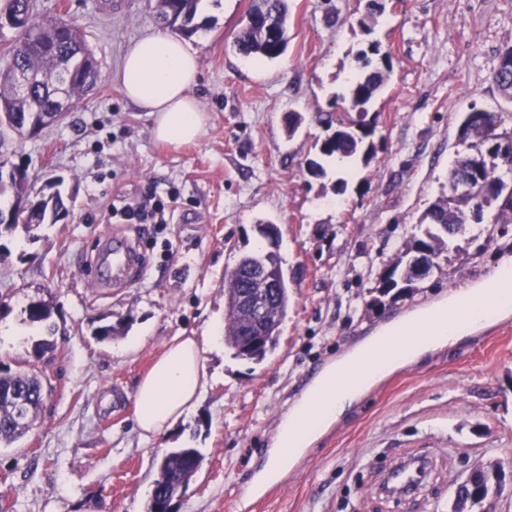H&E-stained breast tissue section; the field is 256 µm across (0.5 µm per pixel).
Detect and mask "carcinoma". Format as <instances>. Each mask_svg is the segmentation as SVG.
I'll list each match as a JSON object with an SVG mask.
<instances>
[{
	"instance_id": "cac0c4a2",
	"label": "carcinoma",
	"mask_w": 512,
	"mask_h": 512,
	"mask_svg": "<svg viewBox=\"0 0 512 512\" xmlns=\"http://www.w3.org/2000/svg\"><path fill=\"white\" fill-rule=\"evenodd\" d=\"M199 2L201 0H156L157 18L188 37L201 29L195 24ZM19 13L26 14L30 28L41 30V38L29 52L15 55L0 65V102L9 111H22L26 107L32 112L57 111L55 97L59 90L58 81L64 75L70 77L68 95L72 101L97 84L100 79L98 62L76 21L64 19L60 26L46 30L34 12L32 0H0V20L7 16L15 18ZM271 30L276 31L282 42H287V0H255L242 28L234 37L236 52L245 58H278L281 52L274 48L268 36ZM382 59L384 69L369 71L367 54L356 58L359 75L350 85L349 97L336 99V108L341 113L336 115L335 122H327V128L332 133L322 142L321 155L353 157L361 151L365 139L374 133V125L366 120L367 105L389 79L392 70L389 56L384 55ZM18 70L34 74L27 95L21 102L16 101L12 93L13 77ZM493 81L504 94L512 93V44L499 51ZM492 121L495 127L489 135L478 130L463 131L464 136L471 137V153L457 159L449 176V183L452 184L468 163L476 164L479 177L472 183L469 199L462 205L452 195L444 194L427 209L423 220L427 221L428 228L386 271L379 288L382 295L393 292L399 296L412 291L417 281L410 273V259L418 253L439 258L448 251L451 242L464 233L467 224L482 223L486 210H494L493 223H512V182L504 179L505 173L512 172V159L498 160L500 143H512V128L503 127L504 119L496 112L492 115ZM49 189L51 192L41 195L34 202V208L26 216V223L56 224L68 214L67 202L59 184L53 182ZM252 267H262L261 255H245L232 268L224 270V344L233 351L234 356L259 362L276 346L280 326L288 314L289 291L288 281L281 272L276 302L278 319L265 327L261 343L254 352L242 353L240 346L244 337L252 333L253 325L250 317L237 307L235 294L250 287L240 272ZM25 312L30 323L50 334L54 332V324L50 323L52 311L46 303L34 301ZM42 387L39 376L27 368L0 369L1 445L11 444L22 437L36 420L43 405ZM11 393L25 398L24 415L16 414L15 404L9 399ZM201 461V455L195 448L170 451L155 481L149 512H162L166 496L173 493L175 484L184 479L190 480L198 472Z\"/></svg>"
}]
</instances>
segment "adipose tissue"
Segmentation results:
<instances>
[{
	"instance_id": "adipose-tissue-1",
	"label": "adipose tissue",
	"mask_w": 512,
	"mask_h": 512,
	"mask_svg": "<svg viewBox=\"0 0 512 512\" xmlns=\"http://www.w3.org/2000/svg\"><path fill=\"white\" fill-rule=\"evenodd\" d=\"M199 60L191 47L154 33L130 45L118 80L125 96L154 119V134L171 145L196 139L207 116L193 93ZM512 309V257L481 281L456 289L436 304L418 307L383 326L324 369L281 420L266 478H276L338 419L374 381L425 354L457 344L496 311ZM449 313L433 331L435 313ZM207 386L198 341L174 337L136 390V419L143 439L171 428L195 408Z\"/></svg>"
}]
</instances>
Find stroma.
I'll return each instance as SVG.
<instances>
[{
  "label": "stroma",
  "instance_id": "stroma-1",
  "mask_svg": "<svg viewBox=\"0 0 512 512\" xmlns=\"http://www.w3.org/2000/svg\"><path fill=\"white\" fill-rule=\"evenodd\" d=\"M374 30L367 0H288V44L276 60H247L233 39L252 0H211L204 29L188 37L200 72L194 94L208 115L195 141L169 146L117 80L128 46L162 31L156 0H34L39 18L74 19L101 80L64 120L35 135L0 134V162L25 171L31 192L61 179L67 217L0 226V363L28 362L47 390L39 419L0 446V512H148L161 454L192 447L202 465L174 512H449L470 466L512 465V313L451 347L398 367L368 386L343 416L283 471L285 486L254 501L282 416L311 380L380 325L487 276L512 256V224H470L417 287L379 295L385 269L421 236V218L468 154L459 136L474 109L512 100L492 80L512 44V0H382ZM391 78L369 106L372 150L344 173L319 148L347 94L355 58ZM324 173L311 175L308 160ZM152 192L176 196L162 224L110 217ZM281 229L288 316L263 361L208 343L224 324V270ZM137 237L144 274L96 287L100 238ZM53 307L54 333L31 327L26 307ZM112 325L108 341L95 330ZM199 341L209 383L195 410L140 439L135 392L176 336ZM120 395L121 416L106 407ZM412 458L430 465L419 493L381 491Z\"/></svg>",
  "mask_w": 512,
  "mask_h": 512
}]
</instances>
